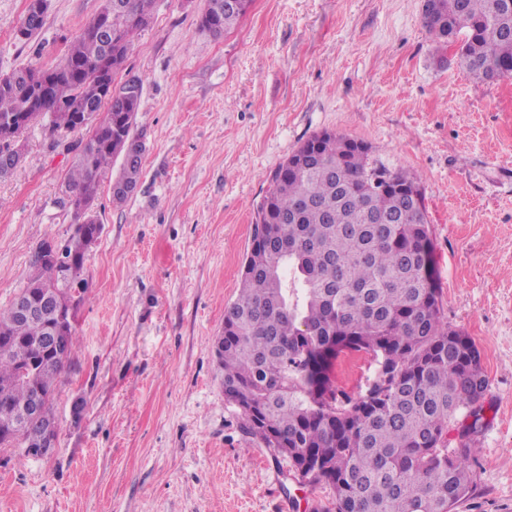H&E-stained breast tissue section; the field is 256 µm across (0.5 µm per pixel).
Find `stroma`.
<instances>
[{
  "label": "stroma",
  "mask_w": 512,
  "mask_h": 512,
  "mask_svg": "<svg viewBox=\"0 0 512 512\" xmlns=\"http://www.w3.org/2000/svg\"><path fill=\"white\" fill-rule=\"evenodd\" d=\"M28 0H0V74L49 66L102 0H49L29 43ZM205 0H155L120 79L139 78L145 153L133 196L119 171L95 209L91 286L56 386L44 458L0 450V512H312L333 498L246 436L224 400L214 342L237 297L257 205L301 142L335 131L372 165L422 179L443 320L470 336L489 380L473 484L453 512H512V77L472 81L423 0H254L232 30L199 25ZM87 130L21 135L0 178V306L44 239L74 226L62 186ZM80 417H73L74 404Z\"/></svg>",
  "instance_id": "obj_1"
}]
</instances>
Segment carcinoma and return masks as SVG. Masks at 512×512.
I'll return each instance as SVG.
<instances>
[{
  "mask_svg": "<svg viewBox=\"0 0 512 512\" xmlns=\"http://www.w3.org/2000/svg\"><path fill=\"white\" fill-rule=\"evenodd\" d=\"M154 0H104L68 43L67 70L48 95L0 79V127L19 115L55 134L94 123L79 145L62 193L75 220L65 258L86 274L87 238L103 230L93 203L105 171L121 160L112 201L135 191L145 150L134 132L142 82L131 77L101 92L89 78L123 69L134 35ZM201 27L215 36L234 28L253 0H205ZM425 27L439 39L465 38L458 63L479 82L512 77V0H428ZM348 136L324 131L303 142L273 172L257 207L239 294L224 311V400L238 406L243 432L274 448L311 486L333 501L314 512H452L469 492L471 435L483 419L488 378L473 340L443 321L426 208L412 193L421 178L374 167ZM20 162L0 138V178ZM53 263L31 267L21 293L36 302L69 300L76 286ZM0 403L29 404L54 392L69 357L45 344L48 322L23 319L15 303L0 308ZM375 362L367 389L336 385L344 353ZM471 419L448 453V425ZM40 424L0 433L1 448L32 456Z\"/></svg>",
  "mask_w": 512,
  "mask_h": 512,
  "instance_id": "1",
  "label": "carcinoma"
}]
</instances>
